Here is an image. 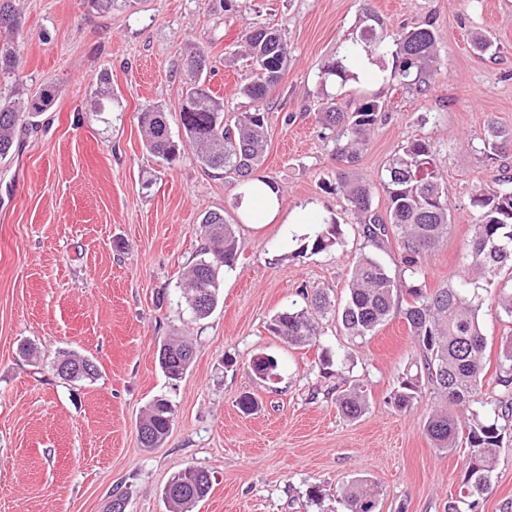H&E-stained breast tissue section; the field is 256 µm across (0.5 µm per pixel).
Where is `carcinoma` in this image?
<instances>
[{"instance_id":"obj_1","label":"carcinoma","mask_w":512,"mask_h":512,"mask_svg":"<svg viewBox=\"0 0 512 512\" xmlns=\"http://www.w3.org/2000/svg\"><path fill=\"white\" fill-rule=\"evenodd\" d=\"M354 50L332 59L320 70V84L344 85L356 80L352 65L358 52L383 62L392 57V73L401 84L411 87L424 82L437 58L438 36L429 26L389 33L373 14L363 20ZM8 31L21 27V16L13 0H0V28ZM254 68V77L239 87L253 109L226 116L224 100L217 97L203 78L207 58L198 51L190 57L191 73L180 111L183 139H174L167 113L158 104L140 109L138 121L145 135L147 150L170 164L176 160L180 143L194 148L199 161L207 168L224 172L236 185L254 177L261 165L268 142L266 113L261 111L270 86L288 62L287 40L276 31L256 24L242 36ZM18 54L15 43L0 44V73H13ZM54 92L45 91L31 100H0V159L15 148L16 132L25 115L43 112L52 103ZM385 103L378 92L361 91L359 103L325 94L322 128L331 133L336 160L335 189L339 190L357 217L355 231L372 246H380L389 233L400 239L398 274L376 257L363 254L351 269L348 295L344 303L333 306L321 293H302L303 303L274 315L268 331L290 345L317 347L323 368L341 364L332 352L321 347V320L336 313L345 334L356 339L371 336L392 315L409 326L419 362L416 372L398 377L390 394V403L405 411L424 390H429L448 404V409L433 414L426 423V434L434 447L467 449L458 496L451 512H477L480 499L490 491L505 439L512 436V334L501 337L500 353L494 376L498 393L484 392L487 377V338L483 332L484 300L467 289L470 280L444 288L425 284L424 263L448 238L451 209L448 192L435 166L432 144L425 138L402 145L387 161L381 183L388 197L387 215L372 208L373 184L353 172L354 164L366 149L371 133L381 120ZM483 153L494 158L512 152V130L489 125L479 136ZM494 187H481L470 198L473 232L465 243L466 273L491 284L505 274L512 277V176L491 178ZM202 239L198 257L188 269L182 288L190 308L198 319L208 317L220 299L221 276L235 268L239 257L233 225L217 212L204 214L195 228ZM343 229L334 218H325L311 235L300 238L296 254L316 255L328 252L341 242ZM407 300H401V297ZM490 308L512 318V292L501 291L490 298ZM160 350L174 359L159 361L163 374L177 381L189 369L194 347L185 340L170 339ZM58 361L72 367L69 382L91 380L97 374L94 362L76 353L64 352ZM336 405L348 418L362 416L368 398L360 386L336 394ZM174 421V408L163 397L155 398L139 422L138 433L146 448H155L167 438ZM211 489L207 471L189 466L175 475L163 490L169 512H191V508ZM378 490L367 479H355L344 494L347 512H376Z\"/></svg>"}]
</instances>
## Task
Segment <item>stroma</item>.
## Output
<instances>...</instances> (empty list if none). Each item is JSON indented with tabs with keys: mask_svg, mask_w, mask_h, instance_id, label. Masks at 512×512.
Instances as JSON below:
<instances>
[{
	"mask_svg": "<svg viewBox=\"0 0 512 512\" xmlns=\"http://www.w3.org/2000/svg\"><path fill=\"white\" fill-rule=\"evenodd\" d=\"M238 4L232 14L224 0H117L109 10L91 0H15L23 27L0 31L19 48L0 96L55 92L0 160V512H106L116 490L127 495L126 512H167L163 489L190 465L212 483L192 512H345L343 491L358 477L377 485L378 512H448L465 451L435 448L425 432L443 402L426 392L402 412L390 403L398 376L418 358L404 320L353 339L335 317L324 319L321 342L344 359L343 377L323 376L316 349L285 343L267 324L304 286L343 302L361 254L396 266L397 238L373 250L354 233L343 195L327 188L334 144L317 121L318 74L352 50L368 11L387 31L429 24L440 36L425 87L392 78L381 86L383 120L356 168L376 184L402 144L430 140L452 227L428 260L426 284L457 283L472 233L470 196L491 175L512 174V153L489 159L476 140L491 123L512 130V0ZM257 23L291 48L267 95L269 140L257 174L279 188L283 213L338 220L344 236L328 253L296 254L301 225L244 224L234 187L191 147L167 165L144 146V104L162 105L180 134L195 51L208 57L207 83L225 112L248 110L238 88L253 72L236 49ZM478 33L492 51L473 48ZM373 207H387L377 184ZM209 211L233 224L239 258L218 306L198 320L177 282L201 246L193 228ZM170 337L196 349L175 383L158 364ZM25 342L41 351L39 364L22 358ZM61 351L93 359L95 379H60L52 365ZM260 354L278 362L270 379L251 369ZM344 381L367 393L368 409L355 420L336 407ZM245 395L257 403L248 414L238 407ZM158 396L171 401L175 421L161 445L147 448L137 424ZM480 510L512 512L511 442Z\"/></svg>",
	"mask_w": 512,
	"mask_h": 512,
	"instance_id": "stroma-1",
	"label": "stroma"
}]
</instances>
